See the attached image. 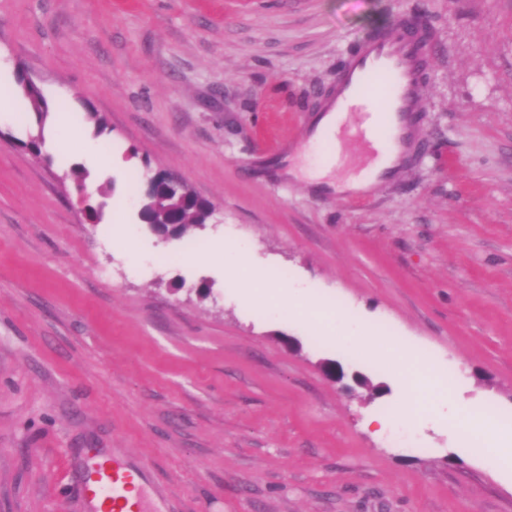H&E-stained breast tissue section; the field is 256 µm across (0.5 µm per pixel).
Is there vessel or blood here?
<instances>
[{"label": "vessel or blood", "mask_w": 512, "mask_h": 512, "mask_svg": "<svg viewBox=\"0 0 512 512\" xmlns=\"http://www.w3.org/2000/svg\"><path fill=\"white\" fill-rule=\"evenodd\" d=\"M429 38L428 31L403 20L366 40L340 68L323 106L324 111L348 115L356 130L353 140L363 148L367 142L362 128L370 117L364 102L377 101L386 119L382 136L389 145V161L374 171V183L392 179L405 165L417 136L414 114L421 111L426 92L420 74L428 61ZM143 479L141 469L118 461L101 464L81 475L80 494L98 503L97 512H150L144 497L132 492Z\"/></svg>", "instance_id": "b4317fda"}]
</instances>
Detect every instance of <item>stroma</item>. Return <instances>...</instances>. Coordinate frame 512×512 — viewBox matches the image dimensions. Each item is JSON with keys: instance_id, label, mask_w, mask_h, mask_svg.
I'll return each instance as SVG.
<instances>
[{"instance_id": "35a3bbf8", "label": "stroma", "mask_w": 512, "mask_h": 512, "mask_svg": "<svg viewBox=\"0 0 512 512\" xmlns=\"http://www.w3.org/2000/svg\"><path fill=\"white\" fill-rule=\"evenodd\" d=\"M412 15L426 146L345 201L287 175L345 59ZM0 83V512H90L96 455L158 512H512V468L448 414L512 423V0H0ZM157 171L208 224H140ZM218 240L273 286L242 299ZM337 315L374 340L325 336Z\"/></svg>"}]
</instances>
